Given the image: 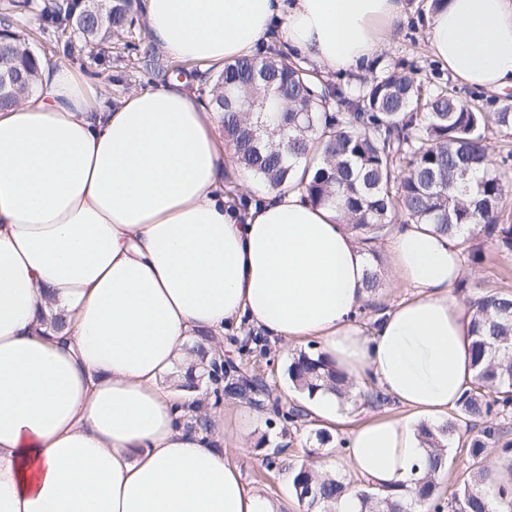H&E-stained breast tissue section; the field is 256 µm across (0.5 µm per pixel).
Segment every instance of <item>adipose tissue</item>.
<instances>
[{
  "mask_svg": "<svg viewBox=\"0 0 512 512\" xmlns=\"http://www.w3.org/2000/svg\"><path fill=\"white\" fill-rule=\"evenodd\" d=\"M402 0H145L147 41L221 66L278 33L327 71L381 53ZM434 59L462 83L512 88V0H442ZM220 114L173 81L107 103L65 63L0 111V512H283L224 459V419L187 429L190 348L250 323L316 342L349 380L406 411L352 430L346 466L385 492L424 476V424L472 384V309L456 239L405 223L391 287L412 290L365 330L367 254L304 188L229 202ZM63 317L65 334L50 320Z\"/></svg>",
  "mask_w": 512,
  "mask_h": 512,
  "instance_id": "obj_1",
  "label": "adipose tissue"
}]
</instances>
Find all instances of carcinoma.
I'll return each mask as SVG.
<instances>
[{
    "label": "carcinoma",
    "mask_w": 512,
    "mask_h": 512,
    "mask_svg": "<svg viewBox=\"0 0 512 512\" xmlns=\"http://www.w3.org/2000/svg\"><path fill=\"white\" fill-rule=\"evenodd\" d=\"M36 10L37 26L20 25L23 13ZM133 0H51L43 7L33 0H9L0 10V60L10 71L0 108H8L32 92L40 53L32 42L49 38L51 52L71 57L74 39L81 49H102L126 35L133 46ZM157 51L143 47L145 73L181 70L174 62L161 66ZM279 90L265 97L264 85L253 83L258 72ZM211 101L223 112L224 139L233 147L238 166L273 188L288 185L304 166L309 180H299L318 204L340 208L349 226L378 260L376 243L399 218L429 224L433 232L455 237L468 230L491 240L499 253L512 254V224L501 223L508 188L502 171L512 167V147L493 161L487 132L495 127L512 135V104L494 111L464 99L450 82L431 89L412 73L391 70L363 77L351 87L322 81L298 58L282 54L241 57L224 64L210 89ZM332 100L336 111L325 102ZM370 298L358 319L371 328L382 311L376 295L383 283L378 266L366 273ZM474 386L456 403L448 420L424 427L429 448L427 473L412 495L398 485L379 495L358 492L361 512H512V292L480 291L470 300ZM237 359L224 362L199 346L196 363L181 387L197 388L205 376L213 385L214 402L236 399L294 427L305 410L276 386L251 370L268 355L267 339L258 334L233 336ZM288 379L300 393L331 391L345 403L384 407L392 403L374 383L358 386L319 353L299 351L288 364ZM467 437L457 443L463 472L450 497L441 491L438 475L448 466L449 445L460 427ZM291 491L306 512H332L354 482L321 477L302 460L291 465Z\"/></svg>",
    "instance_id": "carcinoma-1"
}]
</instances>
